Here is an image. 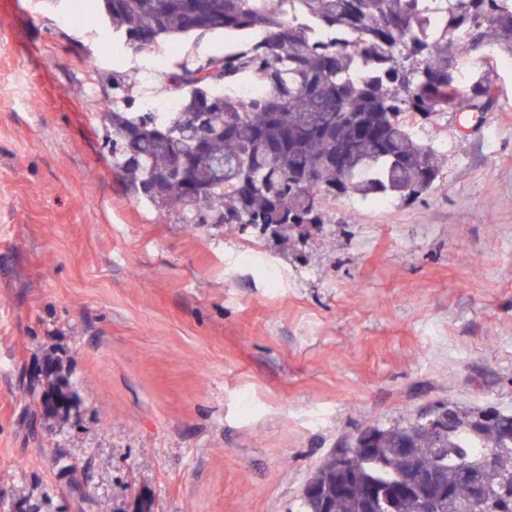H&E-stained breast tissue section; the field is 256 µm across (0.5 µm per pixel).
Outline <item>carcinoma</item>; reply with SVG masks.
<instances>
[{"label":"carcinoma","instance_id":"obj_1","mask_svg":"<svg viewBox=\"0 0 512 512\" xmlns=\"http://www.w3.org/2000/svg\"><path fill=\"white\" fill-rule=\"evenodd\" d=\"M124 44L151 51L164 42L217 31L239 46L185 63L168 78L175 108L134 112L130 75L112 78L105 118L112 167L146 201L197 224H253L277 243L294 227L325 223L339 195L412 202L439 178L436 151L416 138L420 122L463 106L484 112L489 73L457 82L462 56L491 45L512 58V0H101ZM258 84L249 99L239 88ZM205 148L194 149V141ZM190 155L196 194L176 173ZM370 446L339 448L307 480L300 512H368L373 487L403 477L413 448L427 469L441 460L446 512H471L473 475L487 506L512 512V413L441 404L426 418L366 426ZM497 456L487 471L482 460Z\"/></svg>","mask_w":512,"mask_h":512}]
</instances>
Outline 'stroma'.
<instances>
[{"label": "stroma", "mask_w": 512, "mask_h": 512, "mask_svg": "<svg viewBox=\"0 0 512 512\" xmlns=\"http://www.w3.org/2000/svg\"><path fill=\"white\" fill-rule=\"evenodd\" d=\"M97 0H0V512H298L371 423L512 409V60L481 116L417 127L442 166L416 201L341 196L287 248L188 229L112 167ZM53 360L67 416L31 413Z\"/></svg>", "instance_id": "35a3bbf8"}]
</instances>
